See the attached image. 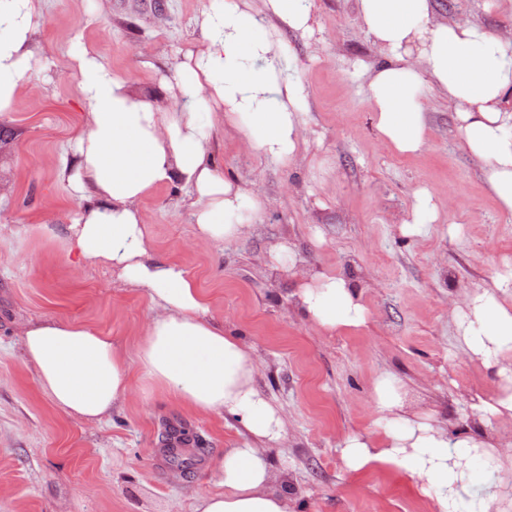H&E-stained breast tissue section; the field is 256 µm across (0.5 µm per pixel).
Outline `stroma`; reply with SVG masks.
<instances>
[{"mask_svg": "<svg viewBox=\"0 0 512 512\" xmlns=\"http://www.w3.org/2000/svg\"><path fill=\"white\" fill-rule=\"evenodd\" d=\"M211 0H48L38 44L51 74L32 75L22 102L0 115V512H193L213 491L217 466L245 429L233 418L187 411L170 396L134 387L96 425L58 411L41 392L20 349L23 321L44 315L95 325L134 354L153 314L148 297L113 281L100 264L78 260L50 238L75 209L57 167L61 146L81 127L84 107L69 52L75 34L161 110L177 108L161 90L177 49L198 43L195 24ZM320 30L280 37L306 88L309 143L287 166L248 152L233 131L212 151L227 176L256 183L266 209L244 238L198 239L179 186L146 197L141 209L158 256L181 263L211 297L216 317L260 359L257 384L286 421V437L266 447L275 474L293 484L294 512H429L408 476L387 469L345 471L337 447L370 432L374 383L397 378L417 411L441 424L480 429L466 416L470 392L495 378L457 354L451 302L491 284L512 262V215L488 193L478 163L457 145L447 101L429 96V147L400 156L382 143L373 104L356 67L377 48L356 19L355 0H315ZM438 18L468 16L512 33V0H433ZM428 188L442 220L420 234L398 226L418 188ZM305 267L357 277L367 327L333 336L293 311L290 285L271 266L282 237ZM196 441V468L163 461L169 427Z\"/></svg>", "mask_w": 512, "mask_h": 512, "instance_id": "stroma-1", "label": "stroma"}]
</instances>
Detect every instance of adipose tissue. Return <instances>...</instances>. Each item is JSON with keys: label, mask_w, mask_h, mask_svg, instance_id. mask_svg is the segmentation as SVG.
Here are the masks:
<instances>
[{"label": "adipose tissue", "mask_w": 512, "mask_h": 512, "mask_svg": "<svg viewBox=\"0 0 512 512\" xmlns=\"http://www.w3.org/2000/svg\"><path fill=\"white\" fill-rule=\"evenodd\" d=\"M225 0L204 10L201 43L182 49L169 88L179 106L157 111L133 94L126 78L88 46L71 56L87 107L80 132L68 140L57 171L76 203L64 236L67 252L106 265L124 286L143 290L154 314L135 358L87 323L48 316L23 324L25 361L36 382L65 415L95 424L129 397L131 364L146 388L184 409L238 420L250 439L225 452L217 488L197 497L194 512H293L287 480H274L258 440L279 442V408L256 385L259 359L212 315V302L174 261L155 257L141 202L158 188L184 192L200 239L230 242L265 210L263 194L225 176L211 140L230 128L249 150L279 165L307 146L301 106L306 88L273 40L280 26L304 35L319 23L314 0ZM47 0H0V114L16 111L33 72L51 70L38 51ZM357 19L380 59L364 68L375 127L394 153L414 155L428 143V94L447 99L460 148L481 167L499 208L512 214V41L468 19L445 21L431 0H357ZM298 276V275H297ZM288 299L309 323L332 335L365 327L369 311L350 277L310 269ZM461 354L496 377L494 389L471 396L480 422L512 418V264L492 286H477L456 303ZM375 431L355 432L338 453L346 471L397 468L416 481L431 512H456L473 481L465 448L497 456L502 475L486 496L495 512H512V442L486 430L438 425L413 410L395 378L374 385Z\"/></svg>", "instance_id": "adipose-tissue-1"}]
</instances>
